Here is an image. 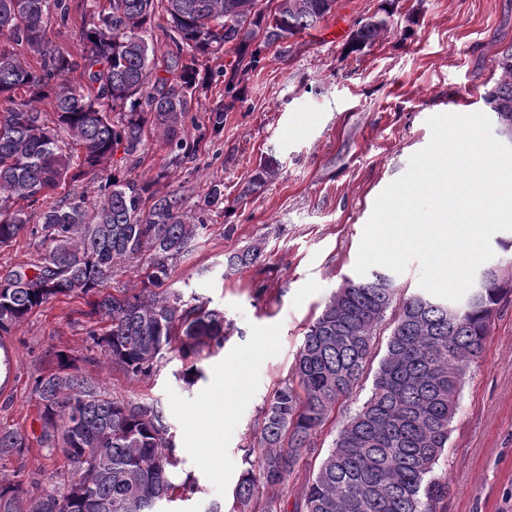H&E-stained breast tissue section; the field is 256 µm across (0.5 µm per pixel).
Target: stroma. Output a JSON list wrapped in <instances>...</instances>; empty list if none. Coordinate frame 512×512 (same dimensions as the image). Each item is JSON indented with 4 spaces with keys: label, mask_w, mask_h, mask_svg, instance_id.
I'll use <instances>...</instances> for the list:
<instances>
[{
    "label": "stroma",
    "mask_w": 512,
    "mask_h": 512,
    "mask_svg": "<svg viewBox=\"0 0 512 512\" xmlns=\"http://www.w3.org/2000/svg\"><path fill=\"white\" fill-rule=\"evenodd\" d=\"M379 0H336L313 29L272 47L246 83V101L228 113L224 129H208V109L224 96L215 83L192 102L186 129L201 137L193 161L172 165L167 148L148 137L145 160L133 170L158 193L177 192L194 211L211 183L224 202L193 252L178 259L170 282L185 298L222 311L223 349L203 359L202 378L186 384L177 358L147 380L128 377L90 350L84 299L59 297L0 338L11 371L0 381V424L41 432L34 379L63 350L81 373L114 398L159 402L180 459L175 483L198 490L166 503V512H208L225 502L256 444L261 410L292 376L306 326L348 280L378 195L431 140L428 118L486 112L496 79L493 61L512 46V0H400L389 33L362 52L343 49L357 20ZM279 172L247 198L239 193L261 158ZM263 255L231 269L227 255L250 246ZM371 380L313 437L315 451L288 480L296 492L331 448L341 420L371 393ZM0 473L19 475L33 495L65 490L64 459L32 445L5 461ZM444 512H512V295L497 308L483 353L469 364L460 408L451 424Z\"/></svg>",
    "instance_id": "stroma-1"
}]
</instances>
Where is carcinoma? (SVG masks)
I'll use <instances>...</instances> for the list:
<instances>
[{"label":"carcinoma","mask_w":512,"mask_h":512,"mask_svg":"<svg viewBox=\"0 0 512 512\" xmlns=\"http://www.w3.org/2000/svg\"><path fill=\"white\" fill-rule=\"evenodd\" d=\"M87 0H0V247L28 234L40 258L0 275V336L58 296L91 297L86 336L113 366L151 378L172 354L187 364V384L203 376L197 362L224 347V313L191 304L170 287L174 261L207 230L210 207L224 200L213 184L189 216L183 198L159 195L152 183L119 170L102 178L93 202L56 196L68 180L99 178L123 150L140 162L147 134L158 131L171 163L196 157L200 139L184 127L191 102L214 77L224 101L210 109L217 134L224 115L241 107L244 76L262 69L266 51L317 25L331 0H280L266 13L258 0H106L86 19ZM169 20L172 44L161 59L147 40L156 4ZM386 5L357 22L349 53L389 30ZM26 47L33 62L19 58ZM228 64L211 66L221 55ZM162 70L167 76L152 74ZM498 79L485 96L497 123H512V46L493 61ZM79 74L73 84L67 76ZM70 133L81 155L72 170L58 145ZM258 163L245 198L276 174ZM43 206L32 224L20 202ZM262 256L258 246L226 257L229 267ZM136 265L139 291L108 290L115 269ZM512 290L500 275L481 300L448 321V308L410 296L389 324L386 351L366 401L347 417L293 512H441L448 483L436 475L447 458L468 364L483 350L496 306ZM388 274L348 280L306 327L293 380L278 387L257 425L258 465L245 468L226 506L208 512H288L286 483L312 451L311 438L359 385L376 349L377 330L396 298ZM40 447L66 460L63 492L30 495L22 479L0 478V512H162L172 501L171 469L179 464L161 407L114 399L56 352L37 376ZM29 435L0 425V461L20 457Z\"/></svg>","instance_id":"cac0c4a2"}]
</instances>
